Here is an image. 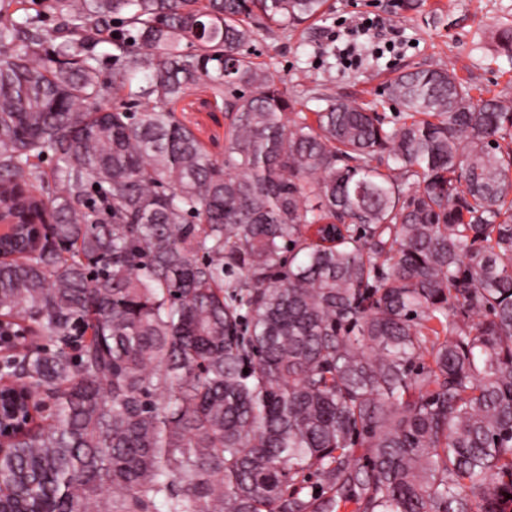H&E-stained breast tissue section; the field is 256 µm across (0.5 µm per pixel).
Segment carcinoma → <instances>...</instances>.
I'll return each instance as SVG.
<instances>
[{"label": "carcinoma", "mask_w": 512, "mask_h": 512, "mask_svg": "<svg viewBox=\"0 0 512 512\" xmlns=\"http://www.w3.org/2000/svg\"><path fill=\"white\" fill-rule=\"evenodd\" d=\"M32 2L0 0V319L35 336L0 512H512V98L418 68L393 124L308 116L245 48L328 0ZM177 115L195 131L214 156H222L225 115L210 105L207 92L199 90L186 98L179 105Z\"/></svg>", "instance_id": "cac0c4a2"}]
</instances>
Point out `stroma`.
Segmentation results:
<instances>
[{"label": "stroma", "mask_w": 512, "mask_h": 512, "mask_svg": "<svg viewBox=\"0 0 512 512\" xmlns=\"http://www.w3.org/2000/svg\"><path fill=\"white\" fill-rule=\"evenodd\" d=\"M399 0H329L325 16L293 32L258 26L252 46L254 61L268 67L287 86L306 85L314 97L354 99L396 117L397 110L382 94L384 82L413 68L447 67L473 84L512 94V64L498 53L494 26L512 23V0H422L420 10L400 9ZM382 19L398 28L401 40L386 48L383 36L364 42L356 61H345L336 32H348L364 19ZM178 117L190 126L214 156L224 151V113L197 91L178 107Z\"/></svg>", "instance_id": "35a3bbf8"}]
</instances>
